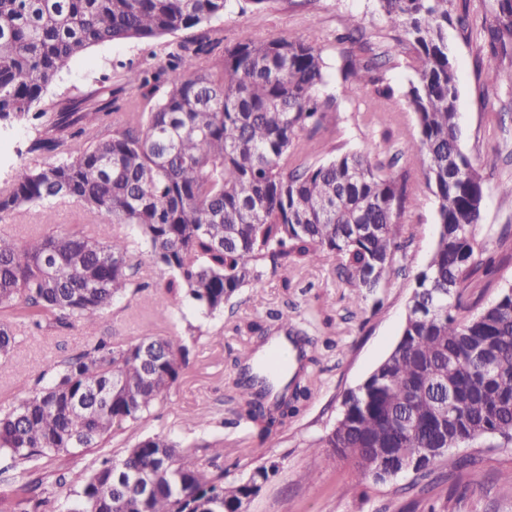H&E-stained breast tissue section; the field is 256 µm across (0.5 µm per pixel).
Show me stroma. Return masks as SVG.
Returning <instances> with one entry per match:
<instances>
[{
    "label": "stroma",
    "instance_id": "1",
    "mask_svg": "<svg viewBox=\"0 0 512 512\" xmlns=\"http://www.w3.org/2000/svg\"><path fill=\"white\" fill-rule=\"evenodd\" d=\"M467 6L471 31L449 28L448 42L459 79L461 148L485 177L481 224L494 238L505 225H512V200L497 192L500 183L512 179V53L501 57L496 81L483 83L476 59L489 54L487 30L494 22L495 2L467 0ZM352 15L361 18L375 52L393 44L396 32L374 0H312L307 6L270 0L262 9L251 0H229L222 16L200 26L90 48L62 68L44 100L86 93L100 87L104 76H111L112 110L96 129L97 136L106 137L132 105L150 111L163 93L155 83H128V70L155 71L178 47H193L200 41L209 45L199 57L200 68L215 69L222 66L226 49L242 39H281L304 31L315 34L327 73L324 91L333 94L342 84L341 55L348 49L337 37ZM379 103L370 84L353 100L341 103L314 134L312 158L326 160L338 143L375 161L400 153L398 170L409 192L402 221L416 233L413 246L398 256L402 275L379 289L375 300L364 301L355 288L337 278L339 260L326 253L317 265H298L285 280L265 272L261 287L243 289L233 309L205 317L181 295L167 290L170 273L165 267L142 260L137 279L145 283V290L113 304L100 339L125 344L142 336H165L187 345L190 353L168 399L139 421L116 429L105 455L122 458L127 448L154 435L184 445L220 440L228 483L245 479L259 458L277 462L276 473L249 501L247 512H512V447L497 448L487 441L470 447V454L480 459L477 469L450 475L426 494L411 489L410 477L386 483L363 480L351 460L308 450L309 443L334 428L342 394L360 384L395 347L414 277L426 264L437 236L436 204L423 191V169L402 154L406 142L417 134L414 117L409 112L379 111ZM35 135L31 121L0 126V186L19 164H42V157L29 152ZM287 302L294 306V318L315 338L321 363L311 372V397L304 411L259 444L246 428L228 425L230 406L224 398L235 392L233 359L253 340L248 323L266 319L268 312ZM328 316L333 317V326L325 325ZM1 322L11 326L17 343L8 359H0V411L15 405L40 382L48 364L62 362L92 342L78 326L30 333L10 309L0 310ZM94 460V454L76 453L53 461V477L46 484L50 512H65Z\"/></svg>",
    "mask_w": 512,
    "mask_h": 512
}]
</instances>
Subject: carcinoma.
Returning a JSON list of instances; mask_svg holds the SVG:
<instances>
[{
    "instance_id": "cac0c4a2",
    "label": "carcinoma",
    "mask_w": 512,
    "mask_h": 512,
    "mask_svg": "<svg viewBox=\"0 0 512 512\" xmlns=\"http://www.w3.org/2000/svg\"><path fill=\"white\" fill-rule=\"evenodd\" d=\"M228 0H0V122L38 121L29 151L62 159L21 164L0 190V215L25 205L76 200L101 218L95 236L61 228L23 242L0 234V308L20 310L42 328L78 323L95 330L112 303L145 288L132 279L131 242L109 234L112 224H134L148 257L172 272L167 288L203 315L224 311L242 289L256 288L264 270L283 274L316 263L328 250L340 257L336 276L366 298L399 276L397 253L415 241L397 217L408 199L394 167L338 144L325 162L307 163L312 133L327 113L375 81L374 58L343 55L340 94L320 96L324 62L309 32L286 38L245 39L228 48L216 72L198 68L204 43L170 55L175 72L148 112L133 108L108 139L88 138L112 106V86L81 98L41 105L62 67L87 49L174 33L224 13ZM399 36L384 52L403 50L414 78L400 97L415 116L418 137L406 152L424 172L437 203L438 232L415 287L400 339L391 353L341 400L334 429L313 451L330 448L357 472H378L400 458L425 478L440 467L473 468V457L448 450L490 439L512 446V290L475 314L466 293L512 263V229L498 236L499 261L483 260L486 195L480 168L460 146L458 87L448 26L470 27L468 8L453 0H376ZM492 54L512 50V0H497L489 30ZM272 324L250 325L252 346L234 358L239 392L232 424L263 443L301 414L319 364L313 339L286 310ZM282 334L300 349L296 368L264 375L244 365ZM188 348L163 336L127 344L103 340L47 367L52 382L0 413V452L13 467L76 450L90 452L112 429L139 419L164 401L179 381ZM200 458L163 436L129 448L119 460L98 458L66 512H238L277 470L263 461L236 484L224 483L221 442L201 445ZM18 512H39L36 492L46 467L25 469ZM148 476L144 496L128 476Z\"/></svg>"
}]
</instances>
